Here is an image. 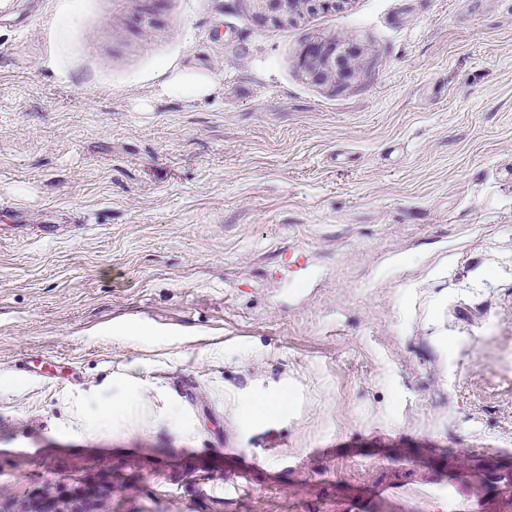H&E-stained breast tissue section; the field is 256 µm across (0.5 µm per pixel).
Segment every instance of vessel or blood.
Returning a JSON list of instances; mask_svg holds the SVG:
<instances>
[{
  "mask_svg": "<svg viewBox=\"0 0 512 512\" xmlns=\"http://www.w3.org/2000/svg\"><path fill=\"white\" fill-rule=\"evenodd\" d=\"M512 512V469L454 466L421 475L416 482L355 486L336 512Z\"/></svg>",
  "mask_w": 512,
  "mask_h": 512,
  "instance_id": "b4317fda",
  "label": "vessel or blood"
}]
</instances>
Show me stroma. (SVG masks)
Wrapping results in <instances>:
<instances>
[{
	"label": "stroma",
	"instance_id": "obj_1",
	"mask_svg": "<svg viewBox=\"0 0 512 512\" xmlns=\"http://www.w3.org/2000/svg\"><path fill=\"white\" fill-rule=\"evenodd\" d=\"M149 8L0 0V512H329L511 466L512 0ZM331 36L355 70L319 85ZM251 18L260 25L284 26L305 15L318 12H337L348 0H249ZM300 65L308 77L320 84L334 83L352 75L350 58L341 50L336 37L312 43L300 57ZM207 90V80L200 77H177L163 86V91L166 93L178 92L185 96L200 95Z\"/></svg>",
	"mask_w": 512,
	"mask_h": 512
}]
</instances>
